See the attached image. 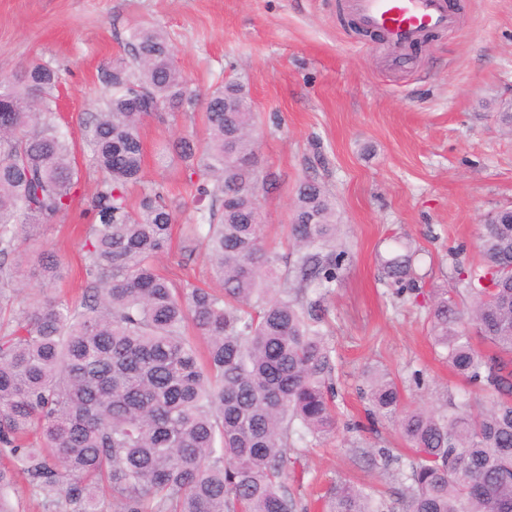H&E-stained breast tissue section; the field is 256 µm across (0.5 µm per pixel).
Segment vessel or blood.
Listing matches in <instances>:
<instances>
[{"instance_id": "b4317fda", "label": "vessel or blood", "mask_w": 512, "mask_h": 512, "mask_svg": "<svg viewBox=\"0 0 512 512\" xmlns=\"http://www.w3.org/2000/svg\"><path fill=\"white\" fill-rule=\"evenodd\" d=\"M354 7L362 25L384 33L393 48L389 62L400 69L410 64L406 48L423 33L453 23L444 0H354Z\"/></svg>"}]
</instances>
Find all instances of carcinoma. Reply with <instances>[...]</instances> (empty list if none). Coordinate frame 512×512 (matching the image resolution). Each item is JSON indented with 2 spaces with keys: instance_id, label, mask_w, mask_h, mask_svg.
<instances>
[{
  "instance_id": "carcinoma-1",
  "label": "carcinoma",
  "mask_w": 512,
  "mask_h": 512,
  "mask_svg": "<svg viewBox=\"0 0 512 512\" xmlns=\"http://www.w3.org/2000/svg\"><path fill=\"white\" fill-rule=\"evenodd\" d=\"M108 90L86 123L99 173L82 245L81 299L32 297L0 331V512L23 475L52 512H297L292 448L336 430L333 348L321 299L347 252L319 183H298L289 238L295 259L266 242L253 111L245 87L224 81L203 102L205 136L172 145L205 203L184 242L201 244L220 288L180 287L160 272L174 213L168 190L144 184L141 126L199 95L175 66L160 28L131 29L127 50L101 72ZM58 71L32 63L0 77V313L5 290L32 261L30 227L66 214L79 169L53 106ZM138 201L130 202L132 190ZM480 259L456 264V294L437 290L430 331L448 366L489 393L444 410L409 407L386 369L366 379L371 414L413 453L405 512H512V218L484 219ZM416 251L397 245L381 265L399 290L417 281ZM192 326L196 335L187 333ZM324 512H394L371 488L338 480Z\"/></svg>"
}]
</instances>
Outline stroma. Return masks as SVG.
<instances>
[{
  "label": "stroma",
  "mask_w": 512,
  "mask_h": 512,
  "mask_svg": "<svg viewBox=\"0 0 512 512\" xmlns=\"http://www.w3.org/2000/svg\"><path fill=\"white\" fill-rule=\"evenodd\" d=\"M453 12L452 29L415 45L410 66L394 69L387 49L357 31L352 0H0V76L32 61L58 70V111L80 170L79 201L23 245L55 255L62 276L51 284L26 277L14 302L81 296L86 208L98 178L84 124L96 110L100 73L131 28L163 29L176 66L201 93L227 79L249 91L259 167L272 179L260 198L269 244L289 251L284 227L300 180L318 181L336 204L347 257L325 305L337 429L294 452L288 488L298 512H322L319 494L339 479L395 500L399 466L377 451L402 442L387 421L367 422L364 375L392 372L411 406L436 407L450 393L484 404L483 392L435 355L429 296L451 287L455 262L476 261L480 222L512 206V129L496 117L512 101V0H454ZM204 132L198 109L151 116L141 127L144 179L166 184L179 225L194 222L196 204L171 145ZM398 240L417 250L419 280L403 293L380 267ZM158 266L178 283L214 284L205 249L184 252L178 235Z\"/></svg>",
  "instance_id": "obj_1"
}]
</instances>
